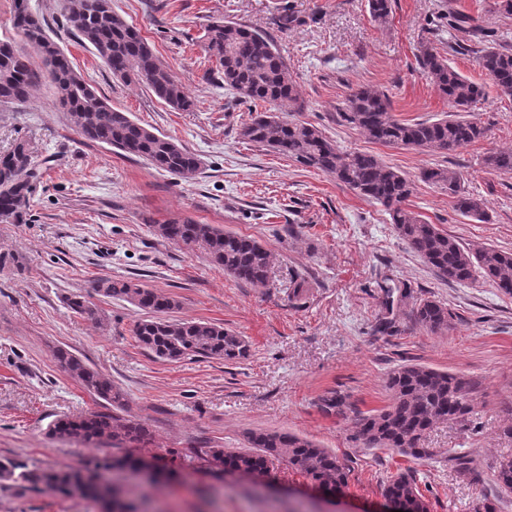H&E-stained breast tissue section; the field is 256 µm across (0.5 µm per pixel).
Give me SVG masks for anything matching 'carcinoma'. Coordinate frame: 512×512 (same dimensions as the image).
I'll return each mask as SVG.
<instances>
[{"label": "carcinoma", "instance_id": "1", "mask_svg": "<svg viewBox=\"0 0 512 512\" xmlns=\"http://www.w3.org/2000/svg\"><path fill=\"white\" fill-rule=\"evenodd\" d=\"M65 21L80 41L122 80L145 86L175 110L189 111L195 101L178 81L171 67L156 55L141 31L112 10V0H59ZM371 18L382 25L391 11V0H367ZM24 45L0 42V106L11 107L30 100L33 90L48 84L69 122L83 139L115 148L127 156L147 161L154 168L183 181L195 179L201 171L198 155L173 139L157 135L126 112L110 105L75 70L66 53L46 34L39 17L18 30ZM45 61V70L33 69L28 49ZM203 51L207 61L216 63L224 86L254 105L288 103L303 107L288 64L274 39L266 32L233 21L217 20L205 29ZM417 62L430 82L448 99L454 111L436 119L400 121L391 114L389 95L364 87L353 90L344 102L341 116L369 140L386 146L418 148L453 155L478 141L484 128L474 118L483 99V88L454 70L448 57L422 42ZM477 63L505 96H512V45L483 41ZM240 135L255 144L298 163L318 169L365 198L381 204L407 248L422 258L437 275L450 284H467L481 279L500 293L512 297V253L495 247L472 250L435 224L421 219L406 206L413 183L387 165L379 156L365 151H347L306 123L290 122L267 109L253 112ZM484 165L502 174H512V151H499L484 158ZM37 160L29 144L17 142L0 153V224H19L29 207L32 178ZM421 180L456 199L460 214L474 223L488 220L483 200L467 195L456 171L448 167L428 168ZM160 237L191 249L203 251L210 262L237 282L264 286L269 280L270 254L255 239L224 231L213 224L191 218L154 225ZM103 298H123L144 311L147 317L133 328L136 342L156 358L237 360L248 353V342L224 326L202 320L170 318L179 301L168 294L125 279H103L95 284ZM77 314L94 319L96 305L82 295L69 298ZM414 320L432 331L451 325L452 313L442 304L426 300L413 309ZM61 369L76 379L95 398L114 406L125 400L124 392L70 351L55 352ZM390 402L367 414L355 412L354 438L365 448H386L402 456L421 458L419 447L424 431L438 420L466 422L474 413L475 398L464 377L421 364L406 363L388 375ZM320 409L328 415L345 417L353 410L347 397L330 391L319 398ZM49 433L62 440L116 449L151 439L149 427L139 421L91 411L55 420ZM248 448L226 452L207 448L203 460L223 465L234 473L273 470L283 464L306 478L336 490L348 485L350 470L336 454L313 440L288 430L251 432ZM142 459L133 454L113 455L94 468L135 469ZM496 492L512 493V460H502L493 470ZM92 471L64 467L28 469L12 461L0 462V478L21 481L33 487L45 485L61 493L79 495L102 504L104 512H139L121 502L112 489L96 486ZM383 494L408 506V512H429L417 479L409 471L388 477Z\"/></svg>", "mask_w": 512, "mask_h": 512}]
</instances>
